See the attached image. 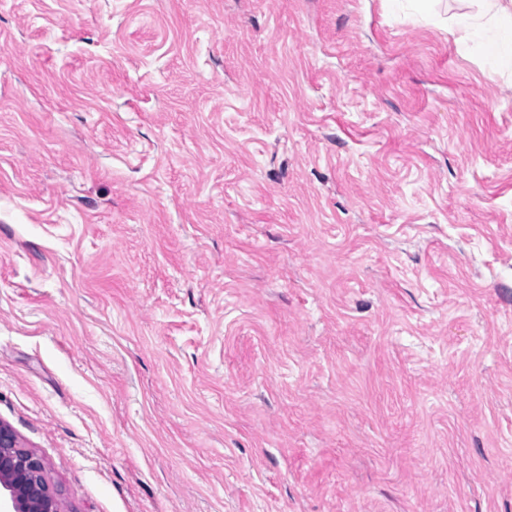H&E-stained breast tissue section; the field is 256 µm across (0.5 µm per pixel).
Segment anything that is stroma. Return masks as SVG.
<instances>
[{
  "label": "stroma",
  "instance_id": "35a3bbf8",
  "mask_svg": "<svg viewBox=\"0 0 512 512\" xmlns=\"http://www.w3.org/2000/svg\"><path fill=\"white\" fill-rule=\"evenodd\" d=\"M464 8L0 0V423L62 512H512Z\"/></svg>",
  "mask_w": 512,
  "mask_h": 512
}]
</instances>
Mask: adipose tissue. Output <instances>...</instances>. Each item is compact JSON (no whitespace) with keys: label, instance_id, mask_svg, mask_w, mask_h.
Returning <instances> with one entry per match:
<instances>
[{"label":"adipose tissue","instance_id":"1","mask_svg":"<svg viewBox=\"0 0 512 512\" xmlns=\"http://www.w3.org/2000/svg\"><path fill=\"white\" fill-rule=\"evenodd\" d=\"M473 10L454 14L465 49L480 52L492 69L512 66V0H474Z\"/></svg>","mask_w":512,"mask_h":512}]
</instances>
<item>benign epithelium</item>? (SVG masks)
I'll return each instance as SVG.
<instances>
[{
  "label": "benign epithelium",
  "mask_w": 512,
  "mask_h": 512,
  "mask_svg": "<svg viewBox=\"0 0 512 512\" xmlns=\"http://www.w3.org/2000/svg\"><path fill=\"white\" fill-rule=\"evenodd\" d=\"M0 512H60L41 461L17 447L9 427L0 423Z\"/></svg>",
  "instance_id": "7a95c632"
}]
</instances>
